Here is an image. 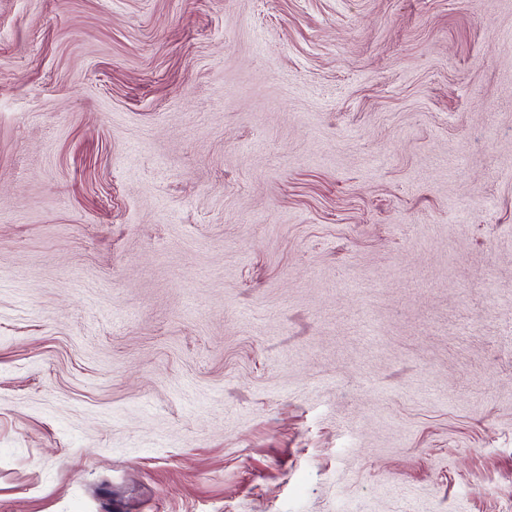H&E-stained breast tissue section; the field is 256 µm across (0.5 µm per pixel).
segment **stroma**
<instances>
[{"instance_id": "1", "label": "stroma", "mask_w": 512, "mask_h": 512, "mask_svg": "<svg viewBox=\"0 0 512 512\" xmlns=\"http://www.w3.org/2000/svg\"><path fill=\"white\" fill-rule=\"evenodd\" d=\"M0 512H512V0H0Z\"/></svg>"}]
</instances>
